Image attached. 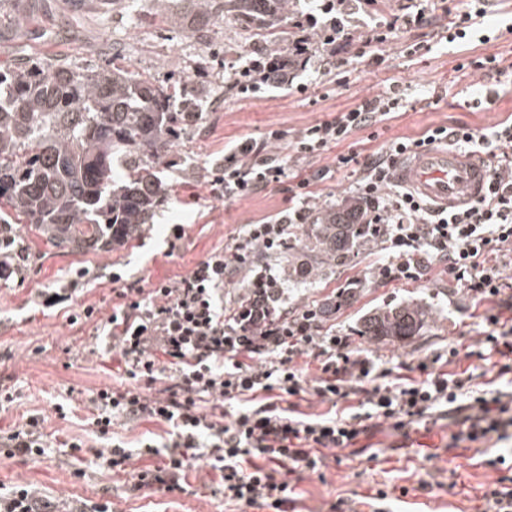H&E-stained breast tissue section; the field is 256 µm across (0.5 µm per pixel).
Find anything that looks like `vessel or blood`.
Listing matches in <instances>:
<instances>
[{"label":"vessel or blood","mask_w":512,"mask_h":512,"mask_svg":"<svg viewBox=\"0 0 512 512\" xmlns=\"http://www.w3.org/2000/svg\"><path fill=\"white\" fill-rule=\"evenodd\" d=\"M488 175L482 156H464L450 147H434L400 162L395 178L428 203L448 208L481 196Z\"/></svg>","instance_id":"obj_1"}]
</instances>
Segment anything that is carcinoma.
<instances>
[{"label": "carcinoma", "instance_id": "1", "mask_svg": "<svg viewBox=\"0 0 512 512\" xmlns=\"http://www.w3.org/2000/svg\"><path fill=\"white\" fill-rule=\"evenodd\" d=\"M185 19L201 33L227 15L275 39L289 0H183ZM188 84H155L112 59L83 72L64 61L35 59L0 69V222L28 224L52 246L108 251L134 240L168 188L156 165L170 152L176 125L199 111ZM327 212L305 232L322 262L360 244L357 225ZM426 314L403 304L363 316L360 335L401 340Z\"/></svg>", "mask_w": 512, "mask_h": 512}]
</instances>
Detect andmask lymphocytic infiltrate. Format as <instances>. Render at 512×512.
I'll use <instances>...</instances> for the list:
<instances>
[{
	"instance_id": "1",
	"label": "lymphocytic infiltrate",
	"mask_w": 512,
	"mask_h": 512,
	"mask_svg": "<svg viewBox=\"0 0 512 512\" xmlns=\"http://www.w3.org/2000/svg\"><path fill=\"white\" fill-rule=\"evenodd\" d=\"M376 0H320L313 12L297 15L287 47L253 48L236 56L226 69V84L242 98L270 89L302 94L307 84L298 72L314 68L335 76L348 60L371 65L383 61L379 46L400 28L435 26L452 44L467 42L486 15L484 0L463 6L419 8L393 15L385 27L355 37L347 26L360 5ZM403 109L399 93L365 100L360 106L303 129L291 157L268 152L267 138H248L228 147L214 164L208 181L211 198L235 201L286 187L288 205L271 220L245 225L231 245L208 253L185 275L148 283L121 285L117 303L106 316L82 305L77 294L88 284L84 275L68 287L44 288L41 305L69 306L70 325L97 319L95 333L118 350L129 387L93 392V424L110 433L115 422L153 421L168 428L164 442L148 439L138 453L114 445L101 455V466L130 469L133 490L174 491L195 461L207 459L224 498L239 506L271 502L286 507L291 489L280 474L287 467L319 469L325 450L347 448L369 430L368 422H388L401 434L437 416L460 425L461 436L475 442L512 432V388L493 387L469 397L471 377L437 370L424 359L415 376L381 366L370 351L350 336L329 327L323 305L282 306L283 291L274 277L256 274L236 306L225 307L224 284L252 267L259 254L278 252L299 225L309 223L317 185L328 169L305 174L300 159L321 155L353 133L393 118ZM491 160L486 190L478 200L458 208L433 209L412 190L393 179L398 161L443 143ZM358 165L353 198L355 221L367 237L386 243L390 256L378 262L371 279L379 285L414 280L430 264L440 265L449 283L465 289L485 308L481 321L490 352L504 362L499 375L512 372V311L507 285L493 259L512 260V119L488 133L468 125L438 126L415 138L393 141L382 151L352 152L336 157L337 168ZM309 356L318 376L306 383L295 361ZM326 404L309 414L307 397ZM156 456L155 466H134L135 456ZM0 512H110L108 504L80 500L52 501L18 486L0 492Z\"/></svg>"
}]
</instances>
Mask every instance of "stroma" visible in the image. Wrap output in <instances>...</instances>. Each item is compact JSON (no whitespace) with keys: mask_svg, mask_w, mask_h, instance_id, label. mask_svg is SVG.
Returning a JSON list of instances; mask_svg holds the SVG:
<instances>
[{"mask_svg":"<svg viewBox=\"0 0 512 512\" xmlns=\"http://www.w3.org/2000/svg\"><path fill=\"white\" fill-rule=\"evenodd\" d=\"M51 6L53 19L16 29L12 21L22 8L20 0H0V67L34 57L62 60L86 71L116 57L159 85L186 81L206 106L201 119L177 135L159 166L163 181L190 183L191 191L171 194L159 204L130 246L110 252H65L49 248L28 225H18L28 253L26 279L0 283V488L29 485L51 500L106 502L112 512H276L267 504L245 511L225 503L204 459L189 471L183 492H134L127 475L100 467L97 454L110 448L113 440L132 449L144 434L161 435L166 427L123 421L114 426L112 435L96 433L89 423V396L107 386H120L124 373L117 361L103 359L102 339L95 336L93 323L70 327L64 311L43 309L33 294L83 270L90 284L81 303L109 314L116 301L113 274L128 283L186 274L208 252L230 244L244 225L285 208L286 195L277 189L226 203L211 199L207 180L213 164L222 159L226 145L242 138L279 130L285 137L273 142L272 148L284 152L304 128L376 95L393 89L404 92L407 107L401 116L359 130L337 148L303 159L308 172L326 166L335 170L331 179L319 184L322 196L315 211L321 214L331 203L350 198L356 179L349 169H335L337 155L361 151L367 142L384 148L395 138L416 137L440 125L465 123L479 131L511 115L512 32L507 26L512 23V0H487V19L497 26L490 42L474 40L457 49L440 43L436 27L398 29L383 47L381 66L350 65L340 86L317 85L315 74L308 72L302 77L308 85L305 94L276 89L246 100L225 87L224 64L251 47L258 37L254 25L228 17L202 37L184 24L182 0H170L163 23L152 18L155 0H113L109 13L89 12L78 25L67 27L60 22L64 0H51ZM419 41L427 42L430 52L407 55L406 47ZM489 55L500 59L502 74L456 69L463 60ZM477 82L496 86L499 97L467 106L464 92ZM192 192L197 201H189ZM174 224L183 225L185 235L173 246L169 240ZM384 255L383 243L364 240L347 263L319 266L307 284L297 283L292 272L295 265L314 262L311 250H282L266 262L277 274L284 302L290 306L319 302L350 286V300L331 321L356 345L377 355L384 367L444 358L452 345L463 353L481 350L482 326L472 317L470 296L449 284L438 268L420 279L384 286L364 281L367 270ZM351 277L356 285H348ZM404 302L428 312L419 334L394 341L358 335L367 313ZM33 419L48 444L44 455L34 461L5 458L3 438ZM458 430V425L445 420L404 437L381 422L357 444L340 450V462H328L315 472L287 470L281 477L295 492V512H411L414 504L429 500L435 504L433 512H485L487 489L512 491V449L498 448L493 436L476 442L454 440ZM75 439L84 443L76 453L68 447ZM501 454L506 457L502 464L497 461Z\"/></svg>","mask_w":512,"mask_h":512,"instance_id":"35a3bbf8","label":"stroma"}]
</instances>
